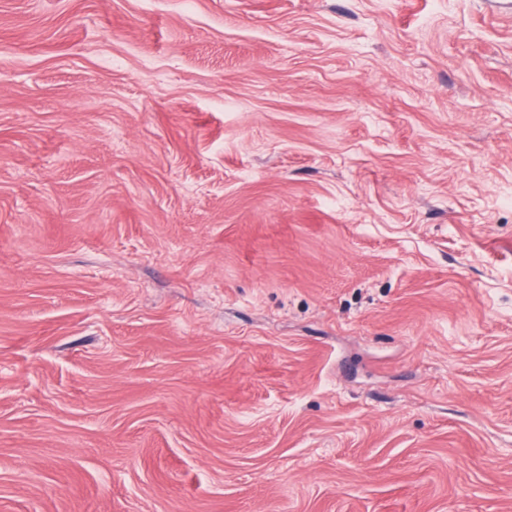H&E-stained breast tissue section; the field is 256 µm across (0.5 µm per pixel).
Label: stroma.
I'll use <instances>...</instances> for the list:
<instances>
[{
  "label": "stroma",
  "mask_w": 512,
  "mask_h": 512,
  "mask_svg": "<svg viewBox=\"0 0 512 512\" xmlns=\"http://www.w3.org/2000/svg\"><path fill=\"white\" fill-rule=\"evenodd\" d=\"M0 512H512V0H0Z\"/></svg>",
  "instance_id": "obj_1"
}]
</instances>
